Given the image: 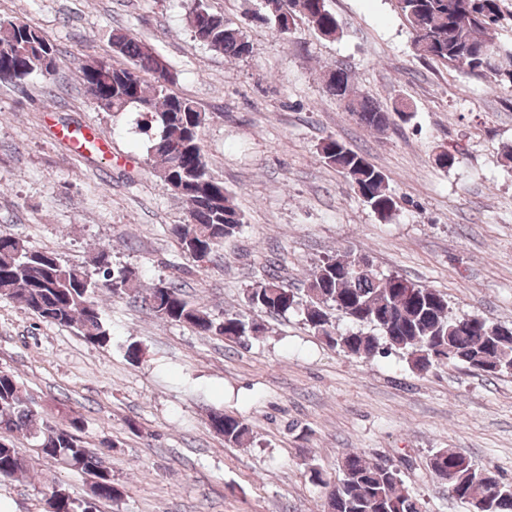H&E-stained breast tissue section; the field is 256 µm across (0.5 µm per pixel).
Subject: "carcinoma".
Returning <instances> with one entry per match:
<instances>
[{"mask_svg": "<svg viewBox=\"0 0 512 512\" xmlns=\"http://www.w3.org/2000/svg\"><path fill=\"white\" fill-rule=\"evenodd\" d=\"M276 2L282 13L307 21L323 36L340 34L339 22L327 9L326 0ZM396 2L420 57L512 87V49L501 47L492 35L501 0ZM188 23L194 38L215 53L231 59L254 53L246 28L213 12L207 0H194ZM56 70L57 49L40 27L0 18V83L19 84L35 75L49 78ZM79 79L84 87L97 85L94 100L100 110L140 114L137 127L147 138V160L153 173L186 208L185 223L171 228L179 249L195 262L216 253L239 232L243 215L233 194L207 169L201 131L209 117L193 100L170 89L173 77L167 61L132 33L115 29L112 52L80 66ZM325 92L338 103L352 98L348 112L357 124L377 132L411 118L403 104L384 109L358 94L352 72L343 67L328 73ZM318 153L350 179L355 193L374 213L387 217L397 210L387 177L365 155L330 136L318 145ZM96 263L102 270L101 281L84 266L63 261L53 251L36 250L19 238L0 234V297L20 301L46 322L74 327L88 343L98 346L112 343L97 300L103 288L140 300L162 322L180 323L200 335L222 336L234 344L265 330L263 324L241 314H211L188 301L170 280L144 285L136 270L110 267L103 250ZM246 300L252 309L269 315L301 313L311 333L347 355L372 359L400 351L413 369L423 372L434 366L433 353L441 351L448 366L487 375L512 374V328L505 335L502 326L481 317L456 315L441 292L399 275L362 270L357 255L333 253L320 259L304 299L269 271L246 290ZM336 312L360 330L337 332ZM210 424L230 444L240 445L250 434L245 420L231 413L213 412ZM83 425L82 417L71 411L60 424L40 420L23 385L10 371L0 369V432L28 437L43 458L90 476L92 499L113 500L119 490L112 472L103 465L100 453L86 446L80 436ZM427 466L433 474L448 473L452 496L468 508L512 512V484L493 473L481 477L467 456L440 449ZM28 467L23 449L0 435V479L17 477ZM309 471L311 481L325 495L322 512H427L425 501L405 486L400 472L364 452L345 457L339 486L318 469ZM86 504L61 485L53 488L48 499L49 512H86Z\"/></svg>", "mask_w": 512, "mask_h": 512, "instance_id": "1", "label": "carcinoma"}]
</instances>
